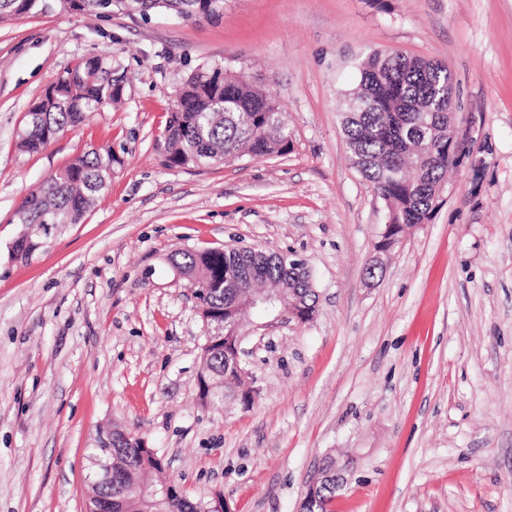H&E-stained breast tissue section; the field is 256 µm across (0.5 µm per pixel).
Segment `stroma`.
I'll list each match as a JSON object with an SVG mask.
<instances>
[{"mask_svg":"<svg viewBox=\"0 0 512 512\" xmlns=\"http://www.w3.org/2000/svg\"><path fill=\"white\" fill-rule=\"evenodd\" d=\"M376 51L446 64L470 141L446 204L371 278L387 209L349 159L341 103ZM92 53L123 76L121 105L19 152L29 106ZM214 63L286 112L288 153L163 165L176 89ZM92 148L123 160L95 208L15 258L22 198ZM225 245L297 253L319 295L306 324L249 314L247 408L201 400L206 325L169 261ZM114 427L230 512H300L332 456L350 468L334 512H512V0L0 25V512H85L87 451Z\"/></svg>","mask_w":512,"mask_h":512,"instance_id":"1","label":"stroma"}]
</instances>
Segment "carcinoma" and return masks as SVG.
<instances>
[{"instance_id": "obj_1", "label": "carcinoma", "mask_w": 512, "mask_h": 512, "mask_svg": "<svg viewBox=\"0 0 512 512\" xmlns=\"http://www.w3.org/2000/svg\"><path fill=\"white\" fill-rule=\"evenodd\" d=\"M44 0H0V23L43 12ZM67 11L95 17L114 12L149 15L165 8L186 20L218 21L224 0H54ZM357 86L344 98L342 129L353 163L385 202L393 229L383 248L415 224L430 220L442 205L438 189L448 173V66L399 53L375 52L360 65ZM123 80L101 55L82 58L60 75L26 114L18 148L36 153L61 132L81 125L91 114L121 100ZM180 107L170 114L161 143L169 168L198 166L225 158L270 156L288 149L290 131L268 95L220 65L199 67L178 89ZM121 164L110 149L85 152L71 160L22 199L17 223L26 231L12 246L20 256L36 247L45 224H77L106 189L110 172ZM171 265L195 276L198 309L211 317L237 313L248 289L279 292L282 299L264 305L276 314L282 304L308 316L318 295L310 271L290 263L288 255L252 248L181 250ZM224 384L211 391L214 404L252 405L246 373L221 350L208 360ZM117 473L112 479V512H199L176 484L166 497H151L162 460L151 448L117 440ZM336 485L328 480L309 502L307 512H333Z\"/></svg>"}]
</instances>
